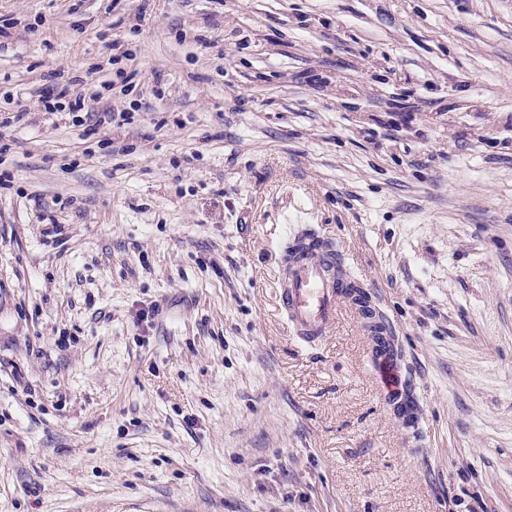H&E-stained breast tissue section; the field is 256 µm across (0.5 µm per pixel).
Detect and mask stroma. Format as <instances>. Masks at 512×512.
<instances>
[{"label": "stroma", "mask_w": 512, "mask_h": 512, "mask_svg": "<svg viewBox=\"0 0 512 512\" xmlns=\"http://www.w3.org/2000/svg\"><path fill=\"white\" fill-rule=\"evenodd\" d=\"M0 26V116L134 54L102 91L131 124L0 129V512H512V0H0ZM304 230L392 326L414 418L364 321L293 335ZM374 377L385 400L397 401L403 398L405 380L399 358L394 350L377 351L372 354Z\"/></svg>", "instance_id": "35a3bbf8"}]
</instances>
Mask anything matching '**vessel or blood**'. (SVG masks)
<instances>
[{
    "mask_svg": "<svg viewBox=\"0 0 512 512\" xmlns=\"http://www.w3.org/2000/svg\"><path fill=\"white\" fill-rule=\"evenodd\" d=\"M344 259L315 233H300L281 261L279 303L292 332L302 341H321L353 301ZM374 377L384 399H402L405 380L391 350L372 354Z\"/></svg>",
    "mask_w": 512,
    "mask_h": 512,
    "instance_id": "vessel-or-blood-1",
    "label": "vessel or blood"
}]
</instances>
